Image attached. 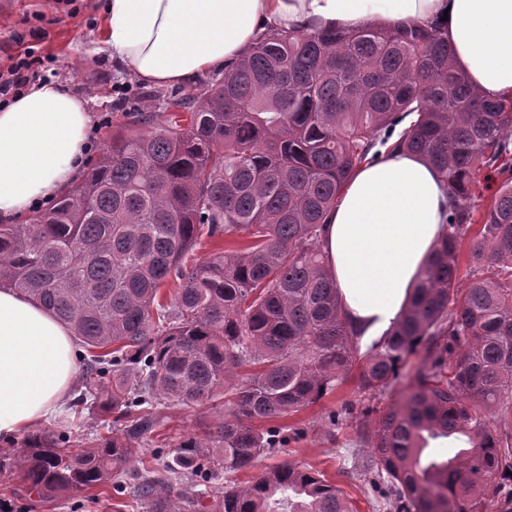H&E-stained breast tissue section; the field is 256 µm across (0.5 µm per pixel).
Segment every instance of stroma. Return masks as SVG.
Wrapping results in <instances>:
<instances>
[{
    "label": "stroma",
    "instance_id": "35a3bbf8",
    "mask_svg": "<svg viewBox=\"0 0 512 512\" xmlns=\"http://www.w3.org/2000/svg\"><path fill=\"white\" fill-rule=\"evenodd\" d=\"M104 0H14L12 7L0 12V65L16 55V37L35 45L40 55L55 57L58 79L68 92L86 100L93 120L111 116L113 124L123 123L129 106L148 112L157 104V92L199 95L220 81V74L203 76L178 88L137 83L131 101H123L116 90L129 80V73L113 62L101 36ZM357 376L327 394L322 400L285 419L283 448L264 456L258 470L286 463L311 467L341 488L352 501L355 512H390L387 487L371 467L366 443V410L385 412L399 400L406 383L397 381L385 393L369 397L361 393ZM219 404L185 407L162 404L158 407L161 425L136 444L138 458L147 459L162 448L177 447L189 435L212 425L220 413ZM345 413L339 432H331L327 416ZM0 512H147L142 501L131 496L110 493L92 500L87 492L67 491L48 498L27 493L22 478L15 473L0 474Z\"/></svg>",
    "mask_w": 512,
    "mask_h": 512
}]
</instances>
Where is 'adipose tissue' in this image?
Here are the masks:
<instances>
[{"instance_id": "1", "label": "adipose tissue", "mask_w": 512, "mask_h": 512, "mask_svg": "<svg viewBox=\"0 0 512 512\" xmlns=\"http://www.w3.org/2000/svg\"><path fill=\"white\" fill-rule=\"evenodd\" d=\"M103 10L113 59L150 85L220 70L267 27L313 33L440 20L472 83L512 97V0H105ZM91 126L85 102L53 82L0 108V221L39 208L77 177ZM447 215V185L407 153L361 164L344 186L321 249L361 345L379 340L404 310ZM76 355L63 323L0 287V437L48 420L70 393Z\"/></svg>"}]
</instances>
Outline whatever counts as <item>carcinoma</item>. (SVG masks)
<instances>
[{
  "label": "carcinoma",
  "mask_w": 512,
  "mask_h": 512,
  "mask_svg": "<svg viewBox=\"0 0 512 512\" xmlns=\"http://www.w3.org/2000/svg\"><path fill=\"white\" fill-rule=\"evenodd\" d=\"M109 148L49 212L0 224V282L39 302L89 352L74 417L0 450L29 494H108L160 401H223L214 427L133 470L147 512H354L292 463L254 468L286 419L363 366L375 396L420 366L368 429L395 512H489L512 472V101L453 61L437 25L309 34L267 30L203 97L128 112ZM419 156L451 194L446 232L411 299L361 351L321 252L343 183L377 145ZM502 181L475 204L479 177ZM470 278L460 286L466 235ZM244 240L229 252L226 238ZM216 252L189 260L201 240ZM174 285L170 298L160 293ZM84 409L111 435L70 447ZM457 445L430 458L432 440Z\"/></svg>",
  "instance_id": "carcinoma-1"
}]
</instances>
